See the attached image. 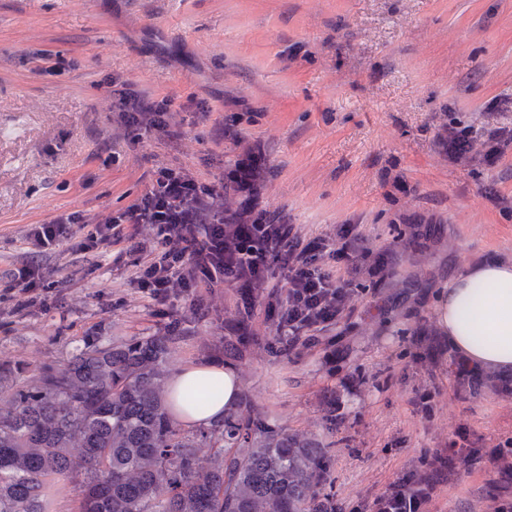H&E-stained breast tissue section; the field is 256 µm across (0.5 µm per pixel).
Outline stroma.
Here are the masks:
<instances>
[{
    "label": "stroma",
    "instance_id": "obj_1",
    "mask_svg": "<svg viewBox=\"0 0 512 512\" xmlns=\"http://www.w3.org/2000/svg\"><path fill=\"white\" fill-rule=\"evenodd\" d=\"M41 50L69 67L35 75ZM109 78L170 98L180 138L135 144L107 124ZM192 101L209 120H186L178 107ZM487 112L512 123V0H0V274L26 259V225L74 211L104 217L140 197L157 167L209 180L260 150L259 208L316 234L363 225L373 251L398 257L390 280L354 277L336 325L287 354L257 297L252 339L233 363L251 413L333 449L326 490L369 504L459 423L489 443L512 436V395L489 384L456 395L450 366L433 371L427 348L412 344L453 277L496 255L512 263V210L489 199L512 196V150L483 166L450 161L436 144L443 125L476 126ZM232 115L236 144L221 133ZM103 139L119 157L109 169L93 159ZM41 261L52 271L41 299L18 312L0 292V361L26 378L92 333L169 335L170 374L220 361L243 309L233 288H200L180 302L172 332L127 262ZM431 378L440 391L426 416L413 399ZM499 480L458 456L439 512H493Z\"/></svg>",
    "mask_w": 512,
    "mask_h": 512
}]
</instances>
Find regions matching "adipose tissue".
<instances>
[{
	"instance_id": "obj_1",
	"label": "adipose tissue",
	"mask_w": 512,
	"mask_h": 512,
	"mask_svg": "<svg viewBox=\"0 0 512 512\" xmlns=\"http://www.w3.org/2000/svg\"><path fill=\"white\" fill-rule=\"evenodd\" d=\"M436 314L453 349L478 366L512 372V264L491 260L458 274L439 293ZM213 380L221 381L222 397L207 408H192L184 397L185 388ZM240 396V380L233 367L212 361L188 364L168 382L172 416L193 428L220 421Z\"/></svg>"
}]
</instances>
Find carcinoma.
<instances>
[{
  "instance_id": "1",
  "label": "carcinoma",
  "mask_w": 512,
  "mask_h": 512,
  "mask_svg": "<svg viewBox=\"0 0 512 512\" xmlns=\"http://www.w3.org/2000/svg\"><path fill=\"white\" fill-rule=\"evenodd\" d=\"M170 353L166 336L105 343L93 334L29 379L0 363V389L13 388L0 408V512H45L56 479L74 485L78 512H363L318 490L332 449L261 414L242 419L234 409L203 430L175 425L162 399ZM221 392L187 388L197 407ZM201 445L213 449L206 468ZM448 473L443 462L414 475L412 488Z\"/></svg>"
}]
</instances>
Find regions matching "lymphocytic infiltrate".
Segmentation results:
<instances>
[{"instance_id": "f902f5d3", "label": "lymphocytic infiltrate", "mask_w": 512, "mask_h": 512, "mask_svg": "<svg viewBox=\"0 0 512 512\" xmlns=\"http://www.w3.org/2000/svg\"><path fill=\"white\" fill-rule=\"evenodd\" d=\"M114 100L108 121L123 125L134 137L172 139L164 119L169 99L104 84ZM481 139L477 161L495 165L512 146V128L494 126L476 131L473 126L450 123L439 144L449 159L471 153ZM224 179L204 181L183 167L157 168L145 193L127 208L105 219L73 212L49 222L28 225L25 243L34 259L16 264L0 277L4 290L35 291L48 287L50 270L41 255L66 247L68 253L88 262L128 256L134 281L158 310L177 318L174 298L198 288L225 284L241 297L254 289L268 291L267 317L288 344L335 324L350 299L347 275L368 274L386 279L395 273L391 253H380L372 266L363 260L371 252L370 239L357 224L337 225L333 233L314 234L301 224H228L224 221ZM152 225L154 236L144 240L139 227ZM432 343V364L441 368L442 356L455 367L456 393L475 391L487 376L464 353L450 351L448 343L428 327H419L413 344Z\"/></svg>"}]
</instances>
